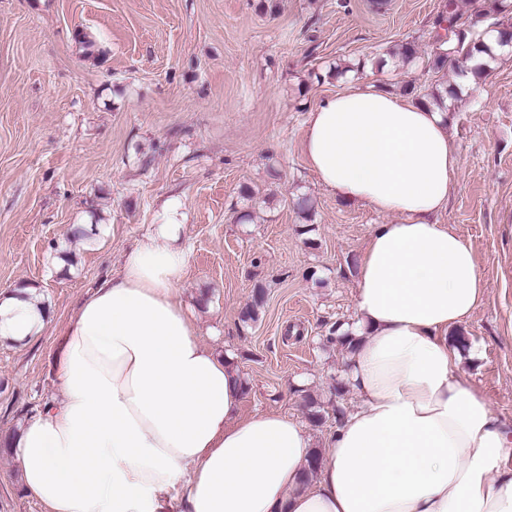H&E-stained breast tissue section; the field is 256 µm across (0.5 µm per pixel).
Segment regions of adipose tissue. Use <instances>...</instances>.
Listing matches in <instances>:
<instances>
[{"mask_svg":"<svg viewBox=\"0 0 512 512\" xmlns=\"http://www.w3.org/2000/svg\"><path fill=\"white\" fill-rule=\"evenodd\" d=\"M447 124L432 105L357 84L308 115L319 184L397 217L374 225L359 257L348 379L360 404L314 480L297 420L240 418L242 377L201 341L180 295L174 205L67 326L61 398L12 441L26 491L47 512H512V426L448 341L486 285L470 244L434 220L460 166ZM46 321L36 298L0 295V338Z\"/></svg>","mask_w":512,"mask_h":512,"instance_id":"adipose-tissue-1","label":"adipose tissue"}]
</instances>
